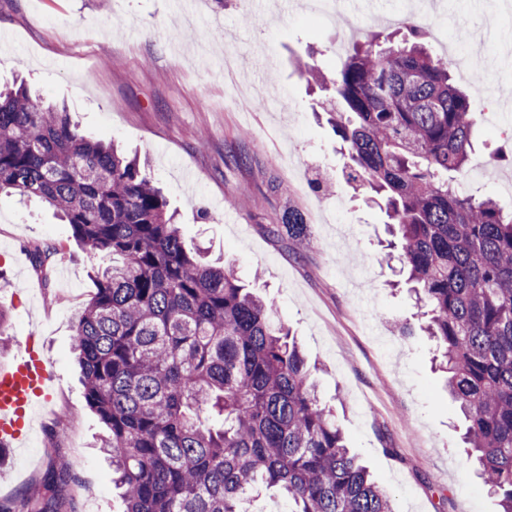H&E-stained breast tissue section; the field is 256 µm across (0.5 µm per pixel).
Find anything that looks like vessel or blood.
Instances as JSON below:
<instances>
[{"label":"vessel or blood","instance_id":"vessel-or-blood-1","mask_svg":"<svg viewBox=\"0 0 512 512\" xmlns=\"http://www.w3.org/2000/svg\"><path fill=\"white\" fill-rule=\"evenodd\" d=\"M52 381L46 358L29 343L20 359L0 365V447H27L37 406L51 399Z\"/></svg>","mask_w":512,"mask_h":512}]
</instances>
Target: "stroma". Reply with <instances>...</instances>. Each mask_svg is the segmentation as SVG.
Returning <instances> with one entry per match:
<instances>
[{"label":"stroma","mask_w":512,"mask_h":512,"mask_svg":"<svg viewBox=\"0 0 512 512\" xmlns=\"http://www.w3.org/2000/svg\"><path fill=\"white\" fill-rule=\"evenodd\" d=\"M304 0H0V81L22 75L48 103L67 106L83 133L112 141L147 163L178 214L187 247L207 248L257 293L271 298L315 363L318 393L334 410L351 450L390 494L394 512H501L473 472L464 421L432 361L429 337H403L420 306L397 285L386 216L347 183L348 155L318 114L325 91L302 62L336 71V44L375 32L399 44L403 0H374L358 31L337 29ZM448 28L498 18L512 43V0H427ZM484 81L455 75L476 119L477 161L486 174L460 188L512 208L503 187L512 165L490 157L512 129L484 102L512 92V63L487 49ZM274 100L252 102L253 88ZM325 180L330 190L318 189ZM311 226L314 246L296 253L269 236L288 206ZM54 248L48 278L33 268L34 245ZM108 256L87 254L47 206L0 197V307L9 314L0 359L37 337L55 375L36 447L0 456V502L44 479L63 458L78 486L77 512H120L112 470L98 442L105 425L88 406L74 360L73 322Z\"/></svg>","instance_id":"obj_1"}]
</instances>
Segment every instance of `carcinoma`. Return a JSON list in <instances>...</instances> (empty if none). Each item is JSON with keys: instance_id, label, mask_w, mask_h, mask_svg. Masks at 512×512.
<instances>
[{"instance_id": "cac0c4a2", "label": "carcinoma", "mask_w": 512, "mask_h": 512, "mask_svg": "<svg viewBox=\"0 0 512 512\" xmlns=\"http://www.w3.org/2000/svg\"><path fill=\"white\" fill-rule=\"evenodd\" d=\"M384 48L371 34L340 63L326 105L347 180L380 199L402 271L426 318L448 393L466 421L476 474L512 512V212L459 193L475 124L428 28ZM38 198L89 254L112 253L73 326L89 405L123 512H248L275 488L289 512H392L389 493L346 444L274 301L186 248L153 179L25 83L0 89V196ZM268 235L312 243L288 207ZM54 254L36 246L41 273ZM75 482L53 463L36 492L0 512H63Z\"/></svg>"}]
</instances>
